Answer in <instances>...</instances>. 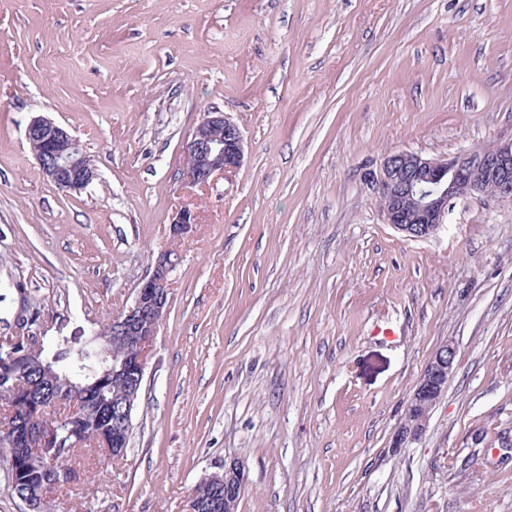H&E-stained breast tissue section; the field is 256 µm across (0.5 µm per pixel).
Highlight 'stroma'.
Masks as SVG:
<instances>
[{
  "instance_id": "35a3bbf8",
  "label": "stroma",
  "mask_w": 512,
  "mask_h": 512,
  "mask_svg": "<svg viewBox=\"0 0 512 512\" xmlns=\"http://www.w3.org/2000/svg\"><path fill=\"white\" fill-rule=\"evenodd\" d=\"M245 157L183 184L204 112ZM66 127L98 170L44 179ZM512 138V0H0V336L84 345L179 253L127 455L81 451L47 512H187L242 464L237 512H512V203L453 200L403 238L384 158ZM197 224L170 231L182 208ZM426 432L394 436L443 344ZM25 136L35 144L34 156L44 178L59 189L80 192L97 178L95 165L88 161L79 141L65 127L37 116L27 125Z\"/></svg>"
}]
</instances>
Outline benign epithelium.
<instances>
[{
    "label": "benign epithelium",
    "mask_w": 512,
    "mask_h": 512,
    "mask_svg": "<svg viewBox=\"0 0 512 512\" xmlns=\"http://www.w3.org/2000/svg\"><path fill=\"white\" fill-rule=\"evenodd\" d=\"M26 139L35 144L34 156L44 178L68 192H79L97 178V169L85 157L79 141L63 126L44 116L29 122ZM186 166L183 181L189 187H210L214 181L241 165L244 138L239 126L221 111H208L183 144ZM377 192L387 223L408 239H427L443 226L452 200L467 194L492 196L512 202V139L459 152L450 158H424L413 152L388 156L377 179ZM190 208L177 212L171 222L175 236L186 234L197 223ZM179 255L161 251L140 283L133 303L112 317L104 334L122 342L112 348V382L119 385L112 402L118 414L112 421V453L125 457L133 429V416L142 391L148 356L167 311L169 277L179 264ZM457 350L443 345L421 372L405 410L410 419L401 423L393 441L400 450L425 432L432 406L426 397L443 392L453 371ZM54 432L42 425L35 432L20 431L0 445L14 456L17 444ZM245 489V476L236 461L224 470L203 478L193 489L189 512H237Z\"/></svg>",
    "instance_id": "benign-epithelium-1"
}]
</instances>
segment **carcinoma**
Listing matches in <instances>:
<instances>
[{"instance_id": "obj_1", "label": "carcinoma", "mask_w": 512, "mask_h": 512, "mask_svg": "<svg viewBox=\"0 0 512 512\" xmlns=\"http://www.w3.org/2000/svg\"><path fill=\"white\" fill-rule=\"evenodd\" d=\"M29 346L24 338L5 336L0 339V361L27 354ZM56 357L62 366L56 376L45 377L37 368L26 375V383L32 390L18 397L10 412L0 418L2 427L16 430L20 422L34 415L55 419L56 439L63 447L57 452L70 460L81 448H95L106 455L102 440L112 438V354L106 352L99 342L87 340L78 350L63 344L56 346L46 357ZM76 401L81 404L79 418L71 420L69 415L54 418L55 403ZM47 459L40 457L33 448L20 451L14 485L10 490L21 496L36 497L46 485L52 483V471L46 467Z\"/></svg>"}]
</instances>
